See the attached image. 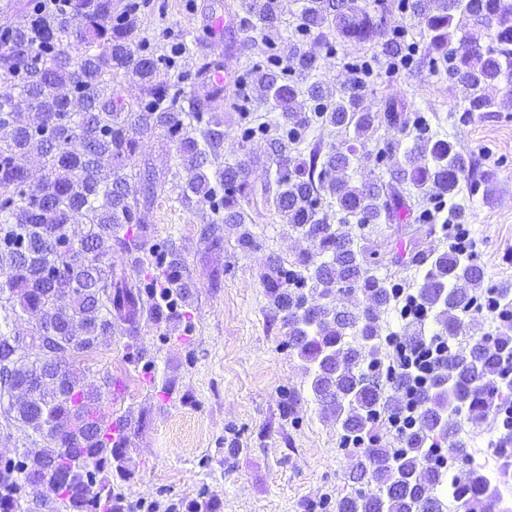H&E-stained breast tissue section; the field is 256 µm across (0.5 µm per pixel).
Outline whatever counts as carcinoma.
<instances>
[{
    "mask_svg": "<svg viewBox=\"0 0 512 512\" xmlns=\"http://www.w3.org/2000/svg\"><path fill=\"white\" fill-rule=\"evenodd\" d=\"M24 0L9 3L14 20L0 26V407L8 419L35 434L33 447L0 457V471L14 476L0 489V512L38 495L52 512H123L112 475L128 480L126 440H112L101 411V391L69 364L58 382L52 363L27 360L37 347L72 358L91 353L117 325L136 328L143 313L161 324L180 316L179 298L193 284L173 282L180 264L157 252L159 274L145 282L140 252L149 242L139 216L165 189L166 180L133 160L140 142L162 133L176 144L185 179L184 203L204 199L219 224H245L243 204L254 194L247 161L221 160L224 131L218 113L241 114V139L267 142L276 165L262 188L264 204L308 243L287 265L271 264L261 275L275 310L288 327V347L303 361L315 402L333 417L342 442L352 447L349 479L358 485L336 499V512H496V488L474 466L455 485L428 463L432 443H446L456 460L469 462L458 416L475 421L512 407V386L503 378L512 363V336L478 334L476 304L485 271L469 254L454 250L430 257L417 305L432 315L434 333L460 344L444 368L427 376L417 393L414 424L383 439L372 434L383 415L400 414L402 403L367 368L385 361L380 314L393 302L394 284L380 277L371 259L378 244L360 243L347 224L375 231L413 216L423 224H462L467 208L447 212L420 208L404 187L430 201L455 198L460 182L469 196H490V175L477 172L471 156L431 133L427 118L388 98L374 111L364 87L336 79L313 81L322 53L338 42L366 43L372 60L407 63L423 52L433 71L461 88L464 111L512 109V0H307L302 22L283 41L276 36L289 0H241L243 29L258 30L265 64L241 74L238 87L215 80L221 60L203 63L194 80L208 88L200 99L185 78L168 71L196 41L182 40L156 56L135 48L140 37L136 0ZM409 12L427 39L389 25L393 10ZM471 28L466 39L457 32ZM494 31L495 46H481L478 32ZM137 79L132 102L115 96L112 83ZM511 88L499 98L488 90L501 78ZM279 113L277 134L252 116L250 96ZM332 126L345 138L329 146L308 140L316 126ZM394 134L374 156L380 173L356 178L359 149ZM415 132L413 147L400 151L398 136ZM24 157L38 159L28 166ZM336 223H330V219ZM126 224L136 238L119 235ZM131 257L129 268L112 272L104 257L112 241ZM14 318L31 321L30 340L19 347Z\"/></svg>",
    "mask_w": 512,
    "mask_h": 512,
    "instance_id": "obj_1",
    "label": "carcinoma"
}]
</instances>
